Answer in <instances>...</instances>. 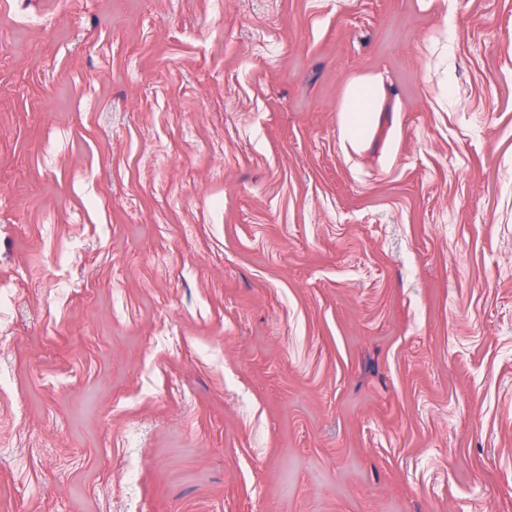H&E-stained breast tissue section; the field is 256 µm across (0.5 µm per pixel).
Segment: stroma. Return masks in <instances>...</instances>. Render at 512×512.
I'll list each match as a JSON object with an SVG mask.
<instances>
[{
	"label": "stroma",
	"mask_w": 512,
	"mask_h": 512,
	"mask_svg": "<svg viewBox=\"0 0 512 512\" xmlns=\"http://www.w3.org/2000/svg\"><path fill=\"white\" fill-rule=\"evenodd\" d=\"M0 512H512V0H0ZM354 98L356 117L350 133L357 136L361 134L363 127L369 123L370 112H374L372 90L369 87H358L354 90Z\"/></svg>",
	"instance_id": "1"
}]
</instances>
